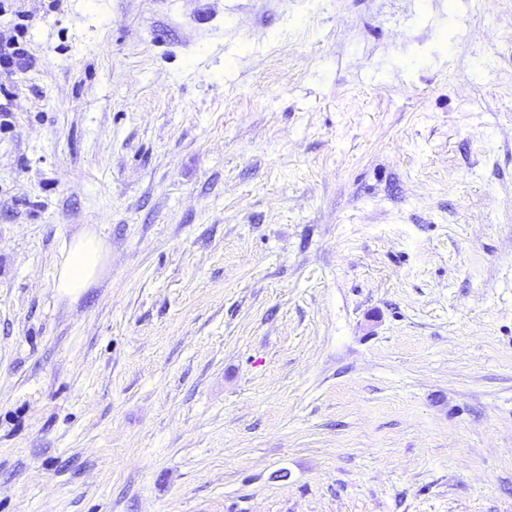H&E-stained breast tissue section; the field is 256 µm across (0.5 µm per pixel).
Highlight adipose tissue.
I'll use <instances>...</instances> for the list:
<instances>
[{
    "mask_svg": "<svg viewBox=\"0 0 512 512\" xmlns=\"http://www.w3.org/2000/svg\"><path fill=\"white\" fill-rule=\"evenodd\" d=\"M102 261V245L98 237L85 234L74 238L64 248L54 286L60 294L74 296L86 288Z\"/></svg>",
    "mask_w": 512,
    "mask_h": 512,
    "instance_id": "adipose-tissue-1",
    "label": "adipose tissue"
}]
</instances>
